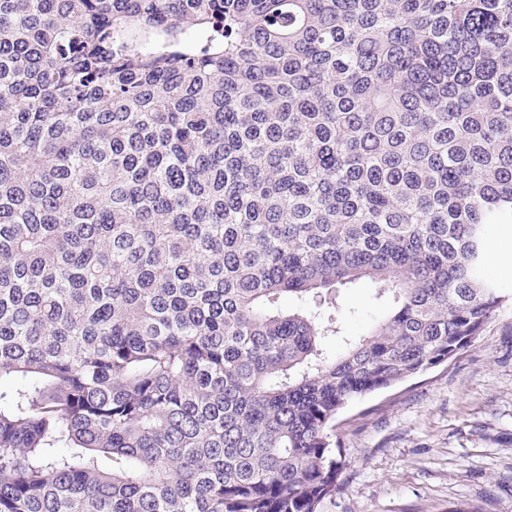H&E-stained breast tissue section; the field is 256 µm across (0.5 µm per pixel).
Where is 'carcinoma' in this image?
Instances as JSON below:
<instances>
[{
    "label": "carcinoma",
    "mask_w": 512,
    "mask_h": 512,
    "mask_svg": "<svg viewBox=\"0 0 512 512\" xmlns=\"http://www.w3.org/2000/svg\"><path fill=\"white\" fill-rule=\"evenodd\" d=\"M503 225L512 0H0V512H322ZM375 290L369 284L355 288L339 289L336 304V317L343 322L345 330L351 335L364 333L386 311L388 304L377 300ZM356 309V313H351Z\"/></svg>",
    "instance_id": "cac0c4a2"
}]
</instances>
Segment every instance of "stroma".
<instances>
[{"instance_id": "stroma-1", "label": "stroma", "mask_w": 512, "mask_h": 512, "mask_svg": "<svg viewBox=\"0 0 512 512\" xmlns=\"http://www.w3.org/2000/svg\"><path fill=\"white\" fill-rule=\"evenodd\" d=\"M387 309L371 285L339 291L352 335ZM346 456L323 512H512V300L476 342L336 417Z\"/></svg>"}]
</instances>
